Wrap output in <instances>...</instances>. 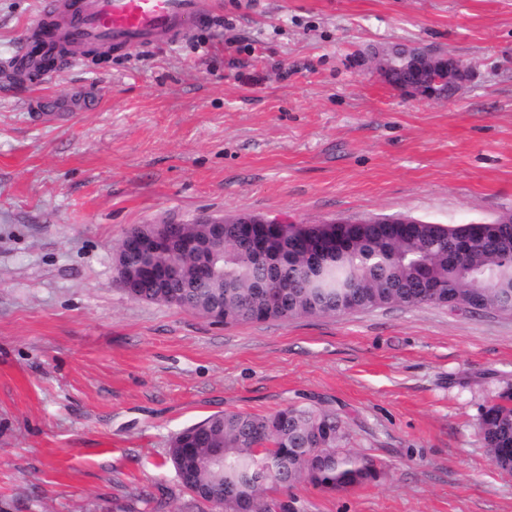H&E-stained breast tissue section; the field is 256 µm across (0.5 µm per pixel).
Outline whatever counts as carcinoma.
<instances>
[{
    "label": "carcinoma",
    "mask_w": 512,
    "mask_h": 512,
    "mask_svg": "<svg viewBox=\"0 0 512 512\" xmlns=\"http://www.w3.org/2000/svg\"><path fill=\"white\" fill-rule=\"evenodd\" d=\"M393 83H419L432 97H448L411 72ZM315 224L288 225L278 258L282 274L269 278L254 250L229 227L217 250V279H194V255L168 260L181 277L163 289L162 302L206 313L224 308V324L343 314L389 304L468 306L512 316V224H338L341 243L314 259L298 235ZM479 431L503 471L512 473V389L501 392L480 416ZM336 414L285 407L270 415L215 414L177 433L168 458L195 499L222 512H299L293 501L272 499L273 486L307 482L344 492L379 481L374 460L345 447Z\"/></svg>",
    "instance_id": "obj_1"
}]
</instances>
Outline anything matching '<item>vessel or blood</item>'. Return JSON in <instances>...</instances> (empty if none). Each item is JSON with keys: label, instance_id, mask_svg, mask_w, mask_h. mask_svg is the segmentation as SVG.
Instances as JSON below:
<instances>
[{"label": "vessel or blood", "instance_id": "b4317fda", "mask_svg": "<svg viewBox=\"0 0 512 512\" xmlns=\"http://www.w3.org/2000/svg\"><path fill=\"white\" fill-rule=\"evenodd\" d=\"M221 0H47L55 23L34 31L50 48L145 49L208 25Z\"/></svg>", "mask_w": 512, "mask_h": 512}]
</instances>
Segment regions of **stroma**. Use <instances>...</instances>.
I'll use <instances>...</instances> for the list:
<instances>
[{
	"label": "stroma",
	"instance_id": "stroma-1",
	"mask_svg": "<svg viewBox=\"0 0 512 512\" xmlns=\"http://www.w3.org/2000/svg\"><path fill=\"white\" fill-rule=\"evenodd\" d=\"M43 0H0V512H216L167 459L214 414L336 412L384 470L300 512H512L479 434L512 387V317L439 305L232 325L132 299L143 224H296L512 210V0H223L174 46L17 74ZM383 45L471 79L410 96ZM151 501H144V494Z\"/></svg>",
	"mask_w": 512,
	"mask_h": 512
}]
</instances>
